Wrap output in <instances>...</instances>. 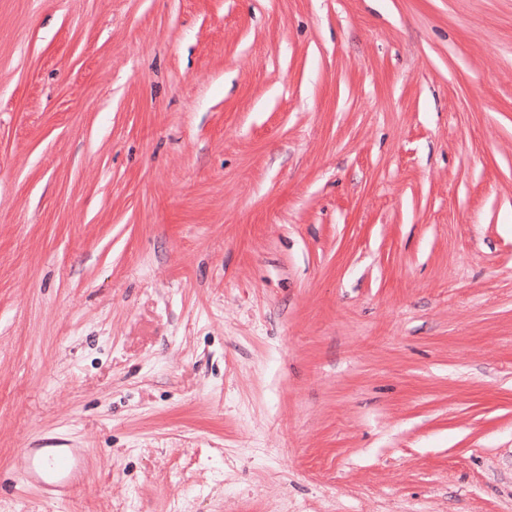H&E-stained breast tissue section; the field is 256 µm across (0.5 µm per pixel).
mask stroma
Instances as JSON below:
<instances>
[{"instance_id": "obj_1", "label": "stroma", "mask_w": 512, "mask_h": 512, "mask_svg": "<svg viewBox=\"0 0 512 512\" xmlns=\"http://www.w3.org/2000/svg\"><path fill=\"white\" fill-rule=\"evenodd\" d=\"M0 512H512V0H0ZM23 480L55 503H64L76 488L78 476L87 463L82 448H24Z\"/></svg>"}]
</instances>
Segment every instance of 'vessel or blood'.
<instances>
[{
	"mask_svg": "<svg viewBox=\"0 0 512 512\" xmlns=\"http://www.w3.org/2000/svg\"><path fill=\"white\" fill-rule=\"evenodd\" d=\"M22 454L26 460L25 484L59 504L75 490L87 463V454L81 448H26Z\"/></svg>",
	"mask_w": 512,
	"mask_h": 512,
	"instance_id": "vessel-or-blood-1",
	"label": "vessel or blood"
}]
</instances>
